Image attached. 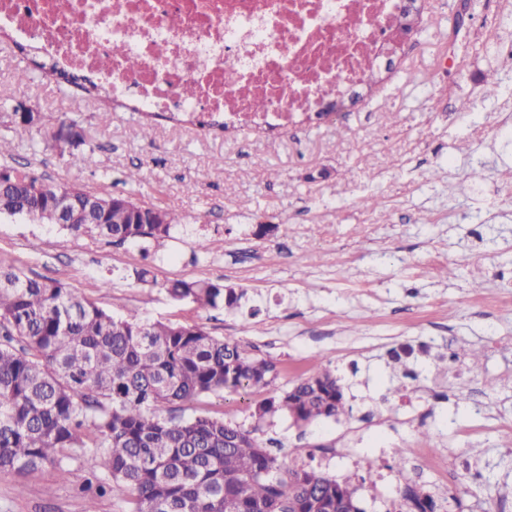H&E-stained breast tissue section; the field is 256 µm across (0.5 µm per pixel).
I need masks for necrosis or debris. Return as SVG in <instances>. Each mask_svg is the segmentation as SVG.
Listing matches in <instances>:
<instances>
[{"label":"necrosis or debris","mask_w":512,"mask_h":512,"mask_svg":"<svg viewBox=\"0 0 512 512\" xmlns=\"http://www.w3.org/2000/svg\"><path fill=\"white\" fill-rule=\"evenodd\" d=\"M406 0H0V32L36 41L137 112L303 132L383 60ZM192 97H185L186 88Z\"/></svg>","instance_id":"1"}]
</instances>
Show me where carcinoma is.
Listing matches in <instances>:
<instances>
[{"label": "carcinoma", "mask_w": 512, "mask_h": 512, "mask_svg": "<svg viewBox=\"0 0 512 512\" xmlns=\"http://www.w3.org/2000/svg\"><path fill=\"white\" fill-rule=\"evenodd\" d=\"M40 114L13 112L18 137L42 129ZM48 148L89 145L66 114L44 131ZM13 140L0 136V215L94 233L115 242L165 240L179 225L135 224L124 193L92 194L9 164ZM136 278L200 309L241 307L245 290L210 280ZM275 364L232 337L196 326L115 317L54 279H35L0 260V474L54 468L80 453L91 475L83 491L112 494L128 512H360L353 477L339 482L306 463L279 476L278 457L256 433L281 412L295 422L347 415L341 379L319 369L256 404L246 426L217 416L184 417L176 405L271 384ZM413 512H435L431 490L410 491Z\"/></svg>", "instance_id": "carcinoma-1"}]
</instances>
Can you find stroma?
Listing matches in <instances>:
<instances>
[{
	"label": "stroma",
	"mask_w": 512,
	"mask_h": 512,
	"mask_svg": "<svg viewBox=\"0 0 512 512\" xmlns=\"http://www.w3.org/2000/svg\"><path fill=\"white\" fill-rule=\"evenodd\" d=\"M497 6L423 0L415 51L364 85L373 110H341L296 137L186 134L108 92L56 82L38 50L0 53V134L23 105L48 122L67 113L92 144L75 158L25 144L18 163L91 193L131 192L181 220L163 242L116 244L4 215L0 258L114 314L198 325L275 361L273 385L201 398L198 415L249 420L317 365L334 369L348 419L300 426L280 414L259 438L282 464L310 457L339 479L374 467L356 495L362 512L397 498L413 448L450 460V473L427 468L422 482L447 483L464 512H512V140L498 134L512 126V70L480 34ZM459 36L461 79L442 67ZM19 67L28 82L15 79ZM135 167L141 181L124 184ZM262 224L273 232L258 235ZM201 235L205 253L194 247ZM146 265L157 285L136 279ZM447 266L457 277L442 276ZM103 278L111 288H99ZM183 278L244 288L248 300L236 314L171 300L162 282ZM461 347L479 350V364L452 359ZM343 446L354 456H333ZM68 469L63 480L49 468L0 476V512H84L87 474L77 459Z\"/></svg>",
	"instance_id": "stroma-1"
}]
</instances>
